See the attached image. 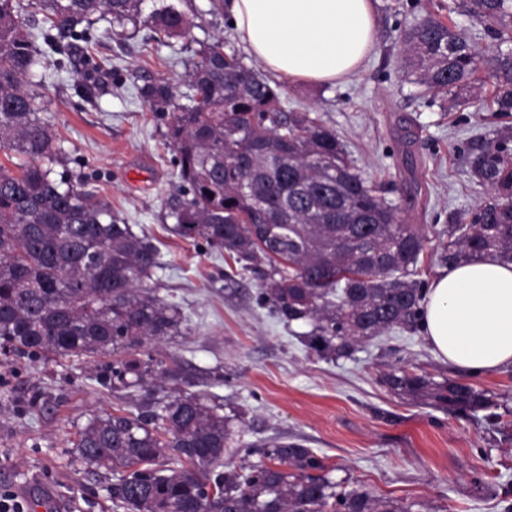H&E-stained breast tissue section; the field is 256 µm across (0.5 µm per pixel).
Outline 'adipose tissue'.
Returning a JSON list of instances; mask_svg holds the SVG:
<instances>
[{"label": "adipose tissue", "mask_w": 512, "mask_h": 512, "mask_svg": "<svg viewBox=\"0 0 512 512\" xmlns=\"http://www.w3.org/2000/svg\"><path fill=\"white\" fill-rule=\"evenodd\" d=\"M245 49L279 79L348 80L375 38L373 0H227ZM422 329L433 354L472 373L512 365V264L484 258L430 281Z\"/></svg>", "instance_id": "1"}]
</instances>
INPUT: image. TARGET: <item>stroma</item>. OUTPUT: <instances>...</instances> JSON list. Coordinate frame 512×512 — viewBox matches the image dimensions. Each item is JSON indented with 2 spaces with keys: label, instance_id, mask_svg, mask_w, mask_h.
<instances>
[{
  "label": "stroma",
  "instance_id": "obj_1",
  "mask_svg": "<svg viewBox=\"0 0 512 512\" xmlns=\"http://www.w3.org/2000/svg\"><path fill=\"white\" fill-rule=\"evenodd\" d=\"M449 0H375L376 43L348 82L313 84L281 80L287 110L318 114L365 177L381 180L407 223L420 228L424 249L419 277L431 280L450 214L473 209L486 192L470 174V160L512 126L491 108L449 107L400 68L402 28L423 17L448 20L485 55L496 42ZM196 11L188 36L144 44L147 30L131 35L100 21L88 41H75L49 72L42 120L57 131L66 167L112 207L119 223L147 232L164 267L159 296L181 305L184 335L160 344L164 366L180 368L179 387L242 413L235 423V454L272 439L301 443L323 457L335 480L377 495L416 502L422 512H512V366L472 375L437 359L422 331H393L358 346L350 357L327 361L308 355L298 334L258 300L259 273L242 270L223 250L178 236L165 202L180 185L166 122L151 112L138 89L168 80L184 86L188 64L201 43L220 36L228 50L244 52L228 16L210 15L208 0ZM87 74L98 90H76ZM396 364L434 380L458 379L492 394L485 410H448L403 399L380 381ZM112 359L49 360L12 357L0 363V492L31 483L55 488L60 506L37 500L30 512H122L112 504V472L81 462L74 443L95 414L132 400L142 388L113 389Z\"/></svg>",
  "mask_w": 512,
  "mask_h": 512
}]
</instances>
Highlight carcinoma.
Masks as SVG:
<instances>
[{"label": "carcinoma", "mask_w": 512, "mask_h": 512, "mask_svg": "<svg viewBox=\"0 0 512 512\" xmlns=\"http://www.w3.org/2000/svg\"><path fill=\"white\" fill-rule=\"evenodd\" d=\"M143 0H36L48 32L23 18L25 0H0V350L13 355L86 356L140 350L147 359L112 364V384L148 385L164 395L144 410L98 414L77 432L79 458L118 474L112 502L125 512H413L414 502L349 489L298 442L274 440L261 460L224 461L238 415L204 395L172 385L155 370L156 345L181 333L182 309L150 284L162 268L153 238L120 224L110 207L56 175L64 150L38 113L46 68H65L55 53L85 38L96 20L140 22L167 37L189 28L177 5L142 16ZM499 44L512 43V0H460ZM402 67L451 107L476 101L479 51L451 26L426 17L402 31ZM491 105L512 117V48L490 58ZM184 100L166 81L140 87L167 118V139L185 188L165 206L177 233L199 239L242 264L263 263L259 298L287 323H302L307 352L339 359L393 328H419L424 248L385 194L365 179L336 132L317 117L287 112L271 85L216 38L190 62ZM512 137L504 132L471 161L488 197L455 216L440 261L450 267L486 256L512 262ZM392 393L450 409L481 410L491 396L458 379L436 381L393 365L381 376Z\"/></svg>", "instance_id": "carcinoma-1"}]
</instances>
